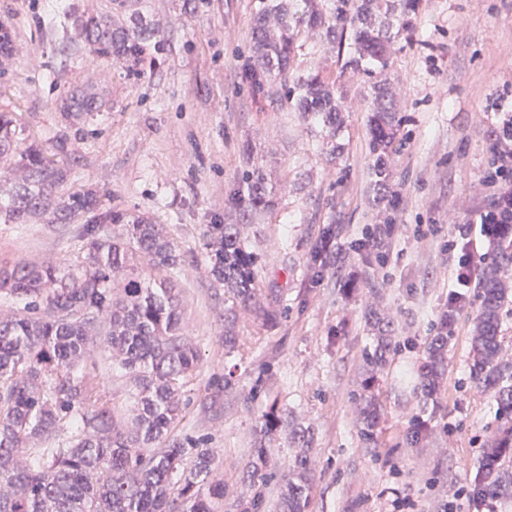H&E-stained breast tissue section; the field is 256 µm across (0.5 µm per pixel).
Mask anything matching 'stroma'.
<instances>
[{
  "label": "stroma",
  "mask_w": 512,
  "mask_h": 512,
  "mask_svg": "<svg viewBox=\"0 0 512 512\" xmlns=\"http://www.w3.org/2000/svg\"><path fill=\"white\" fill-rule=\"evenodd\" d=\"M100 5L0 0V22L16 34L12 55L0 57V111L15 113L25 141L49 146L66 138L74 150L73 188L92 186L113 206L151 213L186 255L181 309L201 368L185 389L189 405L175 434L216 449L224 512H237L236 500L248 490L242 471L273 401L313 430L312 512H445L451 500L458 512H475L468 486L496 425L491 395L477 394L469 381L476 289L448 342L445 387L425 410L418 374L448 306V218L483 204L490 105L512 82V0H419L412 25L393 39L376 77L393 93L405 144L391 161L399 203L382 209L369 191L363 78H344L346 149L335 162L322 149L316 119L289 111L245 78L261 0H144L166 49L138 76L123 61L93 59L80 43L81 15ZM339 66L337 48L309 37L296 51L293 74L334 76ZM76 84L101 86L110 104L79 128L57 107ZM246 146L263 164L276 201L243 228L261 256L257 302L276 320L237 310L228 352L220 319L228 304L203 270L202 242L207 225L224 221V193L238 180ZM387 223L394 227L390 247L369 254L354 285L335 259L314 267L312 248L325 227H336L337 245L348 253L369 228ZM434 225L438 237L417 235L418 227ZM83 246L61 224H0L1 265L73 260ZM370 310L390 322L392 344L376 388L382 418L372 448L358 437L352 400L365 378ZM85 365L98 397L128 417L130 385L108 352L94 348ZM415 414L431 430L423 448L400 441Z\"/></svg>",
  "instance_id": "stroma-1"
}]
</instances>
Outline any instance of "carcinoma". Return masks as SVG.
Listing matches in <instances>:
<instances>
[{
	"label": "carcinoma",
	"instance_id": "carcinoma-1",
	"mask_svg": "<svg viewBox=\"0 0 512 512\" xmlns=\"http://www.w3.org/2000/svg\"><path fill=\"white\" fill-rule=\"evenodd\" d=\"M418 0H263L254 18L248 77L266 82L288 110L318 117L332 156L348 95L343 84L311 72L288 85L295 48L304 33H316L343 49L340 73L367 78L372 157L370 176L378 202L389 200L392 155L402 146L392 93L374 80L389 61L392 31L411 24ZM96 60L121 58L140 75L164 51V35L131 9V0H105L80 29ZM106 100L88 86L70 87L59 102L66 121L77 125L106 111ZM71 153L66 140L45 148H19L16 120L0 112V223L65 224L86 242L75 261L36 265L24 260L0 266V298L18 304L0 316V512H220L224 484L209 481L216 466L211 448L172 435L184 417V387L195 378L200 355L186 341L175 281L185 268L165 225L145 213L111 207L99 190H71ZM246 188L229 191L227 202L242 217L271 204L262 167L246 153ZM496 254L480 270V305L473 325L469 375L475 389L495 399V429L484 447L470 493L477 499H512V360L499 336L512 314V241L495 242ZM203 248L213 283L248 305L255 294L259 255L242 241L239 225L209 224ZM455 317H440L427 346L419 389L422 406L436 398L448 368V330ZM374 337L365 350L366 377L355 394L357 432L371 444L381 418L370 393L387 364L391 342L385 325L369 317ZM101 336L114 362L132 383L131 427L114 424V409L96 398L76 362ZM406 443L424 446L429 430L412 416ZM291 426L275 407L261 415L260 437L243 472L249 499L241 512H266V436ZM304 451L278 492L276 512H309L312 501L309 429L290 432ZM39 437L47 448H25Z\"/></svg>",
	"mask_w": 512,
	"mask_h": 512
}]
</instances>
